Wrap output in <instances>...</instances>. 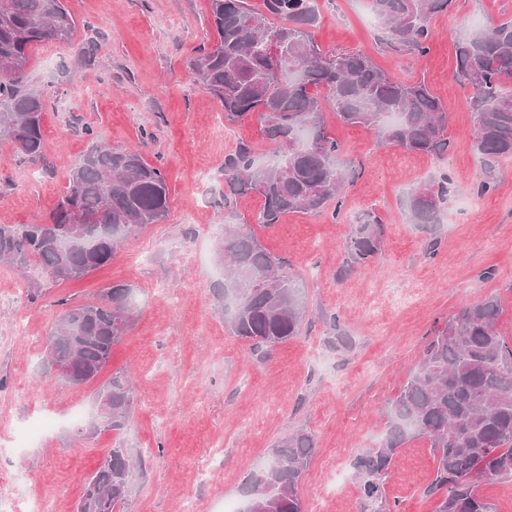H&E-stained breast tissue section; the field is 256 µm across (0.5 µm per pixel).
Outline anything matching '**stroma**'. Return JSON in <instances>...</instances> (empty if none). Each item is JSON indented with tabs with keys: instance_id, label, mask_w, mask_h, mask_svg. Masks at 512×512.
I'll use <instances>...</instances> for the list:
<instances>
[{
	"instance_id": "obj_1",
	"label": "stroma",
	"mask_w": 512,
	"mask_h": 512,
	"mask_svg": "<svg viewBox=\"0 0 512 512\" xmlns=\"http://www.w3.org/2000/svg\"><path fill=\"white\" fill-rule=\"evenodd\" d=\"M64 4L73 38L35 48L24 75L45 102L43 154L19 157L0 143V224L47 223L94 136L137 147L163 168L168 211L78 281L53 280L34 262L0 264V476L44 512H75L115 437L68 423L72 409L91 412L95 387L58 381L44 353L60 299L81 304L123 284L135 318L98 379L123 369L137 392L124 438L143 473L125 512H182L189 497L197 512H224L270 448L301 428L315 439L300 486L306 512H372L355 462L380 441L387 407L430 336L463 304L494 296L512 339V158L489 166L477 154L470 94L455 77L458 40L512 19V0H452L431 19L424 55L382 41L370 0H314L316 44L425 83L448 111L451 145L442 158L410 153L325 113L338 163L352 175L340 211L295 213L271 228L257 223V195L224 210L225 155L246 141L262 157L271 144L257 121L225 120L189 68L217 40L208 0ZM442 171L456 190L430 234L410 224L402 200ZM487 179L494 192L478 195ZM369 215L387 226L382 252L348 266L343 243ZM243 222L306 287L303 332L264 352L229 332L217 296L224 227ZM333 316L351 350L330 345ZM435 469L428 441H408L385 478L383 512H435L437 498L425 494Z\"/></svg>"
}]
</instances>
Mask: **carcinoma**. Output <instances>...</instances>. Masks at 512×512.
Masks as SVG:
<instances>
[{
    "label": "carcinoma",
    "instance_id": "1",
    "mask_svg": "<svg viewBox=\"0 0 512 512\" xmlns=\"http://www.w3.org/2000/svg\"><path fill=\"white\" fill-rule=\"evenodd\" d=\"M218 41L201 50L190 68L201 88L218 100L229 120L256 119L275 146L264 165L241 141L224 157V209L257 193L260 223L278 224L291 213L322 212L341 203L347 175L337 165L340 146L326 133L324 105L348 124L373 128L409 152L442 156L450 145L448 117L424 83L409 85L377 69L362 53L325 54L311 38L318 22L310 0H209ZM390 43L422 55L433 33L430 19L451 0H371ZM75 22L63 0H0V141L14 154L42 155L44 101L23 84L29 52L68 40ZM456 77L469 86L475 110L474 146L488 159L512 156V20L474 31L456 44ZM326 95H321V92ZM455 191L442 172L411 190L404 207L411 223L428 228ZM162 170L137 151L93 140L73 169L48 224H0V263L33 259L51 278L76 281L110 264L136 230L159 222L168 210ZM386 225L368 217L344 247L351 265L382 251ZM224 322L255 350L301 332L307 306L288 263L262 247L245 224L224 225ZM63 310L46 347L50 364L66 369L62 381L81 387L110 363L129 330L135 306L131 289H107L105 302ZM500 302L465 304L427 341L422 355L387 410L379 446L356 462L362 496L382 498L383 478L399 449L426 438L437 466L426 495L436 512H497L479 491L480 479L512 476V341L498 328ZM330 344L349 350L353 339L330 318ZM136 394L121 372L99 387L95 429L116 435L112 448L85 481L81 512H122L137 463L123 433ZM315 450L311 433L280 440L246 482L244 508L268 504L271 512H306L294 490Z\"/></svg>",
    "mask_w": 512,
    "mask_h": 512
}]
</instances>
